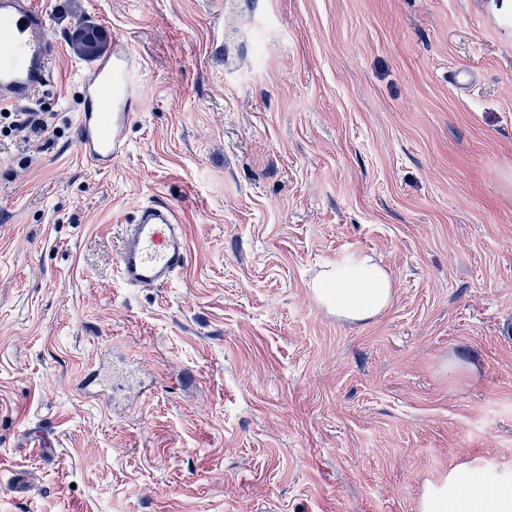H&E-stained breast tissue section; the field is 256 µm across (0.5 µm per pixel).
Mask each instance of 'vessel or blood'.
<instances>
[{
	"label": "vessel or blood",
	"mask_w": 512,
	"mask_h": 512,
	"mask_svg": "<svg viewBox=\"0 0 512 512\" xmlns=\"http://www.w3.org/2000/svg\"><path fill=\"white\" fill-rule=\"evenodd\" d=\"M55 52L48 16L36 0H0V104L29 102L51 84ZM81 92L79 152L91 165H110L127 148L138 102L134 59L121 50L101 57L82 76ZM189 259L185 226L173 206H141L134 222L125 225L117 265L126 286H165L185 270Z\"/></svg>",
	"instance_id": "vessel-or-blood-1"
}]
</instances>
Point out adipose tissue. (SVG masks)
Instances as JSON below:
<instances>
[{
	"label": "adipose tissue",
	"mask_w": 512,
	"mask_h": 512,
	"mask_svg": "<svg viewBox=\"0 0 512 512\" xmlns=\"http://www.w3.org/2000/svg\"><path fill=\"white\" fill-rule=\"evenodd\" d=\"M311 297L338 319L366 322L392 303L394 282L389 270L371 256L352 252L326 265L308 285ZM481 467L471 461L449 470L439 482L428 485L419 512H512V469L497 475V487L480 489Z\"/></svg>",
	"instance_id": "ef3b65f1"
}]
</instances>
